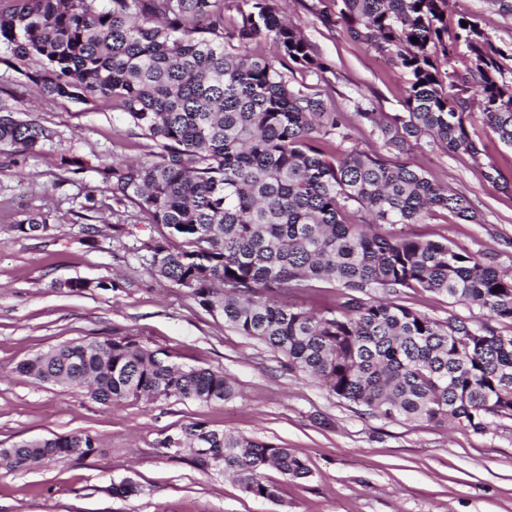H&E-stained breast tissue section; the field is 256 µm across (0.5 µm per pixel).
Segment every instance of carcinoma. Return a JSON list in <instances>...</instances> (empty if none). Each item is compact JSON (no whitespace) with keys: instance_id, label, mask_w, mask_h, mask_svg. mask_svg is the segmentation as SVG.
Instances as JSON below:
<instances>
[{"instance_id":"cac0c4a2","label":"carcinoma","mask_w":512,"mask_h":512,"mask_svg":"<svg viewBox=\"0 0 512 512\" xmlns=\"http://www.w3.org/2000/svg\"><path fill=\"white\" fill-rule=\"evenodd\" d=\"M0 15L5 63L33 60L22 75L43 94L81 103H118L155 150L114 162L102 174L112 197L134 204L158 236L137 248L148 273L224 318V326L264 344L288 367L317 379L337 398L389 421H451L476 433L512 418V336L489 321L512 322V274L446 243L392 231L439 210L476 221L466 198L385 153L420 136L476 160L465 123L471 81L494 136L512 146V82L478 21L466 14L448 30V0H334L328 24L375 48L410 76L404 111L376 127L381 150L326 151L350 140L344 113L290 83L296 66L322 75L298 29L276 0H246L249 10L224 34L223 0H14ZM467 26H462V22ZM266 35L279 53L229 50ZM418 42H412V38ZM471 53L469 75L448 73L438 57ZM33 120L0 114V154L25 153L50 140ZM345 290L422 289L485 313L476 324L431 318L393 301L354 297L317 311L281 299L312 281ZM39 383L85 388L97 402H153L175 396L201 403L237 396L222 370L178 366L131 336L64 343L19 362ZM159 447L185 451L203 473L232 476L255 498L278 501L264 472L306 479L307 461L291 449L204 422L186 424ZM96 438L76 431L0 448L14 468L88 457ZM142 487L128 479L112 495Z\"/></svg>"}]
</instances>
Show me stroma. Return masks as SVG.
<instances>
[{
    "label": "stroma",
    "mask_w": 512,
    "mask_h": 512,
    "mask_svg": "<svg viewBox=\"0 0 512 512\" xmlns=\"http://www.w3.org/2000/svg\"><path fill=\"white\" fill-rule=\"evenodd\" d=\"M332 3L278 0L329 67L323 79L296 68L287 76L345 113L351 145L376 149L379 131L356 116L354 105L364 102L385 117L403 111L408 76L343 26L325 23ZM462 13L475 16L492 45L504 49L501 69L512 79V11L497 0H449V19ZM1 112L35 120L52 137L32 153L0 154V447L84 430L100 448L34 471L0 466V512H512L511 419L480 434L366 414L139 265L133 244L158 228L131 204L116 202L98 169L143 156L152 143L114 103L42 96L0 64ZM466 116L470 135L486 147L480 159L427 137L412 142L403 158L464 196L476 222L443 210L400 231L448 243L512 274V146L498 141L477 108ZM64 157L84 160L85 170H67ZM42 220L49 231L22 233ZM77 279L117 287L75 293L68 283ZM392 299L439 320L480 317L477 308L423 290L403 289ZM116 336L165 351L182 366L223 370L238 394L210 404L171 398L110 406L15 370L59 344ZM197 421L291 448L311 474L291 480L268 470L280 503L249 497L233 480L201 473L186 455L159 447L164 435ZM124 479L140 484L142 494L113 496L112 484Z\"/></svg>",
    "instance_id": "35a3bbf8"
}]
</instances>
